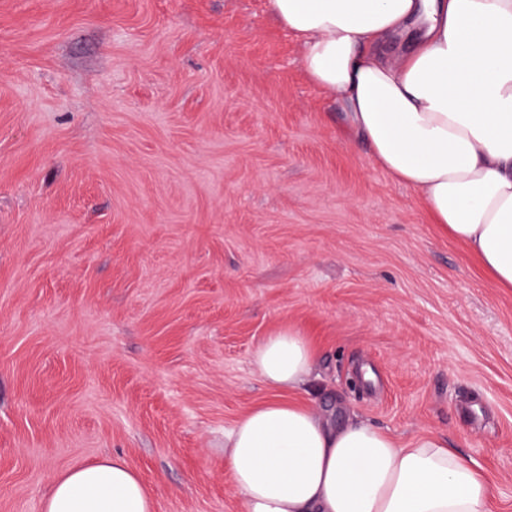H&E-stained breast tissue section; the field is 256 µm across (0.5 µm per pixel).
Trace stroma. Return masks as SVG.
Wrapping results in <instances>:
<instances>
[{
	"label": "stroma",
	"mask_w": 512,
	"mask_h": 512,
	"mask_svg": "<svg viewBox=\"0 0 512 512\" xmlns=\"http://www.w3.org/2000/svg\"><path fill=\"white\" fill-rule=\"evenodd\" d=\"M307 403L447 439L512 512V289L373 164L268 0H0V512L122 457L155 512H245L253 353ZM316 349L294 326L279 329L259 345L254 364L264 384L276 391L297 392L312 376Z\"/></svg>",
	"instance_id": "stroma-1"
}]
</instances>
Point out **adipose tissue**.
Here are the masks:
<instances>
[{
	"label": "adipose tissue",
	"mask_w": 512,
	"mask_h": 512,
	"mask_svg": "<svg viewBox=\"0 0 512 512\" xmlns=\"http://www.w3.org/2000/svg\"><path fill=\"white\" fill-rule=\"evenodd\" d=\"M308 78L344 103L372 162L416 191L433 223L512 288V0H269ZM316 349L301 330L259 345L264 384L297 392ZM245 512H490L485 474L434 435L400 443L271 400L224 435ZM44 512H153L120 457L71 469Z\"/></svg>",
	"instance_id": "adipose-tissue-1"
}]
</instances>
